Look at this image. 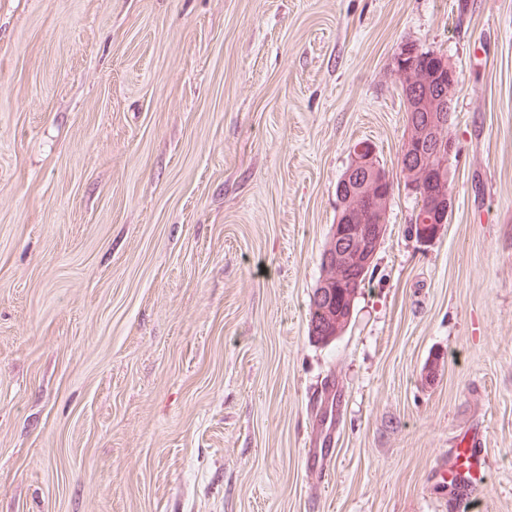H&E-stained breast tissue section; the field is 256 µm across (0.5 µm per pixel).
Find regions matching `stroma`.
Segmentation results:
<instances>
[{
    "label": "stroma",
    "instance_id": "1",
    "mask_svg": "<svg viewBox=\"0 0 512 512\" xmlns=\"http://www.w3.org/2000/svg\"><path fill=\"white\" fill-rule=\"evenodd\" d=\"M405 44L456 69L428 244ZM362 144L387 230L321 343ZM469 430L462 501L432 473ZM0 512H512V0H0Z\"/></svg>",
    "mask_w": 512,
    "mask_h": 512
}]
</instances>
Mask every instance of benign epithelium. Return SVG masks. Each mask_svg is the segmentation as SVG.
<instances>
[{
    "instance_id": "7a95c632",
    "label": "benign epithelium",
    "mask_w": 512,
    "mask_h": 512,
    "mask_svg": "<svg viewBox=\"0 0 512 512\" xmlns=\"http://www.w3.org/2000/svg\"><path fill=\"white\" fill-rule=\"evenodd\" d=\"M405 54L395 58L398 83L407 88L412 105H427L423 117L411 111L407 116V133L400 150L399 166L408 189L418 194L419 206L411 218V230L422 242L436 239L452 212L450 179L436 174L429 162L444 171L457 152L452 136L446 134L454 112L456 71L449 59L439 63L440 87L430 103H424L421 91L430 83L428 71L413 68L405 56L421 50L413 45L403 47ZM393 191L388 172L375 164L373 150L364 144L353 152L351 164L336 184L337 218L332 225L325 255V272L312 294L314 324H322L341 335L349 326L351 315L346 307L336 308L332 298L336 290L346 291L354 300L355 287L364 274L372 270L375 255L387 227V205Z\"/></svg>"
}]
</instances>
